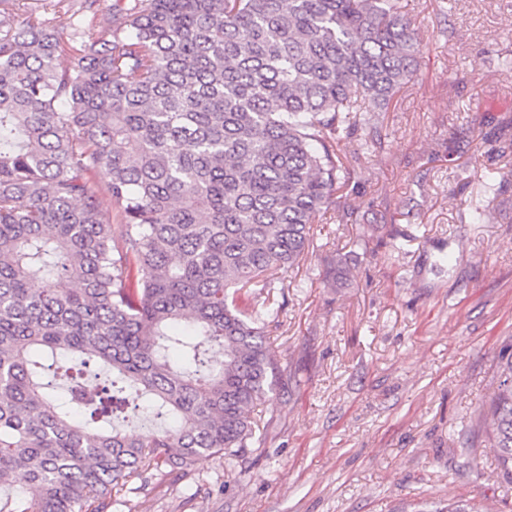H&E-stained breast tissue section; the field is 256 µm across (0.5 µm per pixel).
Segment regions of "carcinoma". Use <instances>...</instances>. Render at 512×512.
<instances>
[{
	"label": "carcinoma",
	"instance_id": "cac0c4a2",
	"mask_svg": "<svg viewBox=\"0 0 512 512\" xmlns=\"http://www.w3.org/2000/svg\"><path fill=\"white\" fill-rule=\"evenodd\" d=\"M64 1L0 23V487L27 483L0 512H107L133 480L263 447L252 413L285 372L268 273L321 212L352 217L341 144L417 65L399 0H135L103 19ZM62 357L74 380L107 368L160 426L120 429L129 400L105 386L77 419L45 374ZM501 377L483 431L512 481V355Z\"/></svg>",
	"mask_w": 512,
	"mask_h": 512
}]
</instances>
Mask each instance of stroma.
<instances>
[{
	"instance_id": "35a3bbf8",
	"label": "stroma",
	"mask_w": 512,
	"mask_h": 512,
	"mask_svg": "<svg viewBox=\"0 0 512 512\" xmlns=\"http://www.w3.org/2000/svg\"><path fill=\"white\" fill-rule=\"evenodd\" d=\"M401 3L422 36L417 72L375 129L344 143L362 170L351 221L321 214L283 282L270 339L295 378L259 407L264 448L233 471L200 458L118 512H399L460 498L512 512L482 435L512 354V152L496 139L512 122V0ZM338 255L340 287L326 280Z\"/></svg>"
}]
</instances>
